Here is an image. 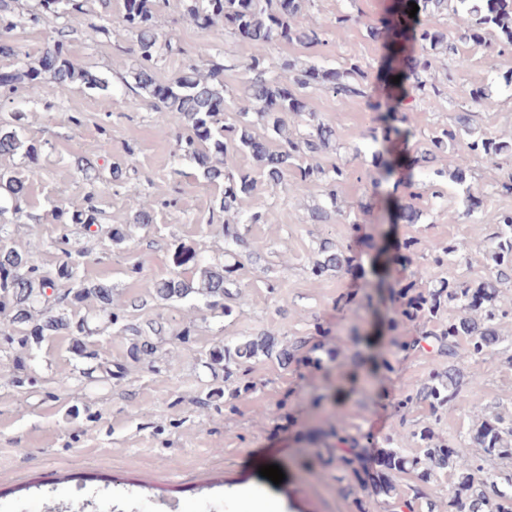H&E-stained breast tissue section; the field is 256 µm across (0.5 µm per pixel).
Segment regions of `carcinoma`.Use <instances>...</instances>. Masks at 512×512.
Wrapping results in <instances>:
<instances>
[{"instance_id": "carcinoma-1", "label": "carcinoma", "mask_w": 512, "mask_h": 512, "mask_svg": "<svg viewBox=\"0 0 512 512\" xmlns=\"http://www.w3.org/2000/svg\"><path fill=\"white\" fill-rule=\"evenodd\" d=\"M419 7L416 16L409 17V2ZM165 0H124L123 10L113 18L112 24H91V28L110 39L112 28H118L122 37L136 48L138 65L133 82L122 81L126 91L147 101L156 122L167 125L178 116L186 133L177 135L178 158L190 160L200 169L201 177L209 183L223 182L224 194L219 210L226 220L234 224H260L267 217L260 211L244 213L241 198L255 188L250 173L233 165L231 156L246 151L257 163L261 176L271 188L284 184L293 174L304 181H319L326 186L329 207L311 211L309 221L325 223L331 215L344 216L338 204L339 187L347 176L345 166L336 164L325 169L318 164H302L305 158L327 150L336 138L335 129L319 115L307 109L306 90L321 86L344 98L367 96V75L359 58L349 56L340 69H325L315 65L302 66L283 58L273 63L267 57V47L276 41L315 46L324 42L326 31L304 22L306 4L311 0H182L181 20L201 29H220L224 34L246 41L252 53L244 64L248 77L249 106L239 109V119L224 121L225 62L209 61L207 68L189 64L166 84L159 83L157 70L172 56L184 54L183 47L170 40H161L156 18ZM18 0H0V59H14L19 48L11 37L17 27ZM446 13L452 20V31L435 28L421 16ZM87 15L86 0H32L24 19L38 27L55 24V37L39 54L35 65L21 66L0 72V90H23L31 102L42 101L43 87L50 85L56 95L65 97L77 84L91 90H103L108 82L83 67L70 54L69 37L74 25ZM369 33L389 50L386 60V84L391 106L382 115V133L387 142L411 133L416 106L406 105L409 92L419 96L443 90L436 84V72L441 57L454 61L455 69L464 68L468 58L458 54L456 42L482 47L487 37L497 39L498 53H512V0H392L386 17ZM401 76L400 82L392 78ZM470 102L485 109L495 105L489 85L468 90ZM291 115L300 123L289 127L284 116ZM263 125L278 142L275 149L257 136L253 127ZM432 148L421 155V161L433 163L437 153L448 151V167L433 171L434 178L428 190L434 199L444 196V181L463 184L465 172L477 156L494 160L501 155L512 158V137L485 138L475 135L469 113L457 117V125L443 128L430 139ZM22 155L31 163L27 180L22 181L5 170H0V219L7 213L20 212L19 201L42 176L37 163L39 148L26 140L21 127L0 125V156ZM407 164L404 154L390 156L379 165L380 177L389 178L396 169ZM410 188V202L401 204L392 212L393 222L415 224L422 211L412 200L421 193ZM462 202L463 217L471 219L479 208L474 189L466 186ZM52 216L59 226V235L51 246L59 253L54 268L47 269L33 255L23 249L0 245V349L24 350L31 342L52 336L73 337L72 353L85 357L82 337L92 335L88 316L81 314L89 307L105 328L118 327V333L134 337L130 354L137 361L154 358L158 346L148 336L159 335L163 326L150 322L142 328L126 322L128 309L140 306V301H123L114 296L112 288L92 282L81 274L92 260L91 253L80 246L78 236L92 235V227L100 226L101 211L95 194L87 192L78 205L58 203ZM495 238L498 251L493 254L490 272L471 285L457 286L444 282L438 288L419 291L394 280L390 265L394 261L393 243L385 237L373 244L375 257L372 279L367 281L366 307L375 311L390 308L393 316L385 322V332L394 334L389 342H380L382 332L371 334L357 326L349 330L350 342L355 348L350 367L333 372L328 370L313 394L314 408L325 414L329 425L314 428L306 438L313 448L309 465L334 466L345 472L352 467L353 457L343 453V447L352 450L361 447L358 439L346 433V401L357 397L361 402H375L377 389L385 371L390 369L386 353H407L432 340L441 355L459 357V340L469 338L466 357L477 359L499 340L498 328L503 320L512 316V309L496 303V291L501 283L512 281V213L500 216ZM466 244L456 243L441 247L432 241L425 243L423 252L432 266L444 268L462 255ZM324 256L316 261L312 271L319 275L327 270L347 268L352 258L342 251L323 250ZM175 265L179 270L153 283L150 297L162 303L198 300L210 311L224 316L231 309L224 306L227 288V269L200 257L192 249L178 244L174 249ZM448 304L457 309V315L436 331L422 333L421 340L407 342L395 334L407 331L420 317L432 316L441 306ZM260 356L274 358L286 368L291 364L293 352L275 337L265 335L247 338L234 345L215 346L205 354L206 364L227 369L235 364L249 369L250 362ZM460 370L451 367L444 373H434L421 383L407 382L397 408L406 409L418 401L428 403L437 413L460 397L458 377ZM512 424L501 416L484 419L473 429L475 441L489 457L512 460ZM416 442L420 454H406L403 444ZM379 471L366 482L372 495L385 512H396L400 506L413 509L410 502H400L392 476L415 472L420 480L451 472L453 494L448 497V512H512V491L498 485L496 479L484 475L481 466L463 457L455 448L433 441L430 429L423 428L398 436L388 447L377 450Z\"/></svg>"}]
</instances>
